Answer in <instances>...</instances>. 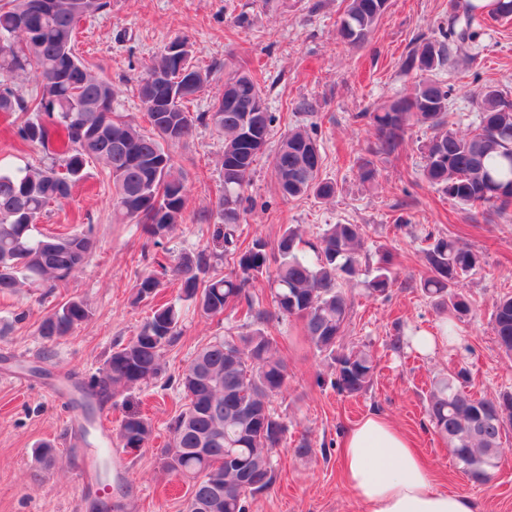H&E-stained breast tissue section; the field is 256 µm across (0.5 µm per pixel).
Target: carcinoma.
Listing matches in <instances>:
<instances>
[{
	"label": "carcinoma",
	"mask_w": 512,
	"mask_h": 512,
	"mask_svg": "<svg viewBox=\"0 0 512 512\" xmlns=\"http://www.w3.org/2000/svg\"><path fill=\"white\" fill-rule=\"evenodd\" d=\"M10 0L0 6V112L26 115L16 136L60 158L43 168L0 167V294L28 286L54 288L80 269L94 243L82 230L50 232L40 227L51 203L69 196L87 165L101 166L112 180V214L118 224H138L152 239L165 237L186 220L188 198L173 149L187 144L197 126L211 127L224 138L220 173L224 193L217 199L216 239L235 268L210 274L215 254L183 252L170 259L153 258L179 285L180 297L195 302L207 316L229 307L246 306L249 330L216 337L200 348L179 384L185 404L171 420L170 443L182 449L178 464L163 458V468L191 475L185 512H248L253 491L270 490L275 482L273 456L287 430L272 405L288 387V365L279 356L278 337L270 319L301 322L304 342L335 363L331 385L355 396L372 385L377 362L365 347L340 348L350 318L344 285L360 275L365 231L360 224H328L316 241H305L300 227L286 224L274 244L260 238L247 243L238 234L246 213L244 191L257 157L269 141L275 116L263 91L245 69L224 75V96L208 112L193 114L185 102L208 83L217 63L201 69L192 50L183 61L165 52L155 55L138 79V94L152 133L113 115L112 83L87 68L75 52L77 25L111 7V0ZM388 8V0H347L340 21L343 42H367ZM448 29L441 38L419 41L403 62L407 73H419L410 94L356 118L373 127L374 156H389L400 147L406 129L416 123L432 131L422 146L423 177L456 203L512 208V98L486 86L471 94L477 104V126L466 135L448 128L452 88L442 77L452 51L476 36L484 20L470 0H453ZM35 71L39 95L28 99L7 82ZM165 76V82L154 75ZM278 189L285 198L312 194L336 196V181L322 176L323 157L307 128L286 133L272 161ZM427 272L423 294L448 315L442 335L454 341L458 324L472 313L467 296L454 289L459 279L482 268L479 252L452 237L426 235ZM266 278L275 313L260 308L250 292ZM396 282L392 255L386 254L364 280L372 294L385 295ZM159 280L147 274L136 281L132 302L154 298ZM89 317L87 304L71 298L41 321L38 332L54 343ZM181 309L167 302L151 308L137 335L112 352L98 377L81 389V405L92 395L103 401L112 394L156 379L164 350L181 336ZM493 329L500 348L512 356V295L493 303ZM464 370L433 382L425 412L451 448L450 455L473 482L488 483L494 471L484 460L503 447L512 431V391L476 397L458 385ZM149 419L138 413L121 421L116 438L124 448H143L151 440Z\"/></svg>",
	"instance_id": "obj_1"
}]
</instances>
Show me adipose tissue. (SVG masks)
Returning a JSON list of instances; mask_svg holds the SVG:
<instances>
[{
	"mask_svg": "<svg viewBox=\"0 0 512 512\" xmlns=\"http://www.w3.org/2000/svg\"><path fill=\"white\" fill-rule=\"evenodd\" d=\"M343 465L364 512H479L472 497L436 489L409 438L378 413L350 431Z\"/></svg>",
	"mask_w": 512,
	"mask_h": 512,
	"instance_id": "obj_1",
	"label": "adipose tissue"
}]
</instances>
